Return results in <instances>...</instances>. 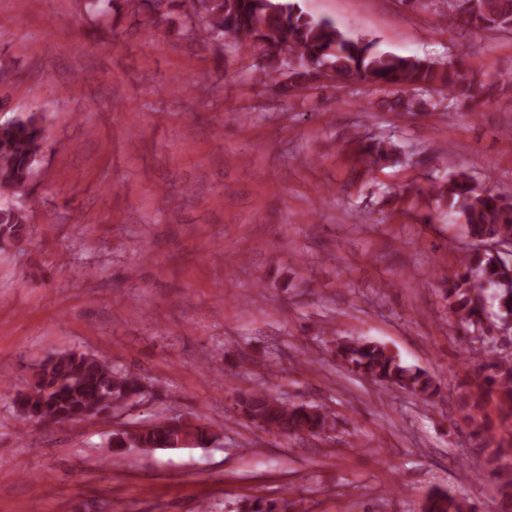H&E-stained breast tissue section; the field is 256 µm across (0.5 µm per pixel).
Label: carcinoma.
<instances>
[{"label":"carcinoma","instance_id":"1","mask_svg":"<svg viewBox=\"0 0 512 512\" xmlns=\"http://www.w3.org/2000/svg\"><path fill=\"white\" fill-rule=\"evenodd\" d=\"M199 25L191 30L196 40L209 43L224 39L262 52L260 69L276 72L288 68V82L300 85L319 80L322 72L334 74V83L347 86L360 81L397 89L400 96L387 102L396 112L422 110L431 87L448 89L453 100L486 102L498 91L505 76L478 74L463 57L448 63L431 57L401 56L378 49L376 43L353 37L324 18H314L290 0H198ZM441 15L456 16L474 27L496 31L512 27V0H437ZM130 13L142 16V24L159 28L177 0H124ZM87 13L108 17L118 10L117 0H86ZM43 119L36 113L20 114L0 124V242L10 243L26 232L29 210L14 197L22 195L43 149ZM399 145L392 137L373 139L359 147L368 163L392 160ZM440 194L448 216L462 220L461 229L474 242L471 253L460 259L461 271L448 280L450 314L471 332L479 316L475 299L490 293L496 327L512 336V278L503 273L504 263L482 250L479 243L493 238H512V199L494 194L466 172H452ZM336 359L349 371L381 386L413 395L424 402L438 393L434 378L424 369L402 364L385 344L364 337L336 338ZM481 394L469 413L481 410L484 395L498 401L500 437L488 454L483 473L493 478L503 499L512 507V355L489 358L478 368ZM143 378L118 369L97 356L79 351H60L41 362L34 382L14 401L23 421L45 425L101 418L121 407L124 400L142 390ZM237 404L243 417L268 433L293 438L320 436L334 428V417L321 405L283 402L263 390L241 391ZM218 433L197 417L185 422L178 416L130 431L112 433V447L177 448L181 441L205 446ZM289 501L256 499L243 512H287ZM424 512H475V505L448 492L436 490L427 497Z\"/></svg>","mask_w":512,"mask_h":512}]
</instances>
